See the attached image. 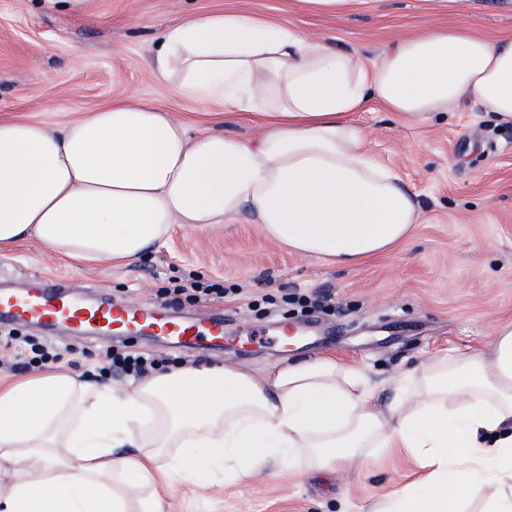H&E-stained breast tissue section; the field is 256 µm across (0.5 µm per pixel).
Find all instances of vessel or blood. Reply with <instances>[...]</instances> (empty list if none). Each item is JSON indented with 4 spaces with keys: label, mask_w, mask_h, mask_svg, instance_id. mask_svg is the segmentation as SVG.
<instances>
[{
    "label": "vessel or blood",
    "mask_w": 512,
    "mask_h": 512,
    "mask_svg": "<svg viewBox=\"0 0 512 512\" xmlns=\"http://www.w3.org/2000/svg\"><path fill=\"white\" fill-rule=\"evenodd\" d=\"M0 323H25L48 332L62 326L101 342L150 335L188 351L194 350L201 338L224 337L223 315L186 319L147 303L91 299L53 276L28 279L0 291Z\"/></svg>",
    "instance_id": "b4317fda"
}]
</instances>
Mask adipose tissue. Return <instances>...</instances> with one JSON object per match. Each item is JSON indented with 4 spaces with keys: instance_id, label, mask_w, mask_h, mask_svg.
Returning a JSON list of instances; mask_svg holds the SVG:
<instances>
[{
    "instance_id": "ef3b65f1",
    "label": "adipose tissue",
    "mask_w": 512,
    "mask_h": 512,
    "mask_svg": "<svg viewBox=\"0 0 512 512\" xmlns=\"http://www.w3.org/2000/svg\"><path fill=\"white\" fill-rule=\"evenodd\" d=\"M152 72L181 96L251 113V141L190 134L169 112L112 101L63 127L0 121V250L24 236L88 263L135 260L172 225L249 214L293 252L349 266L406 240L423 210L365 150L369 99L422 124L474 98L512 123V37L434 27L382 62L254 14L169 27ZM363 370L331 358L255 377L181 365L115 388L46 372L0 385V512H163L159 479L196 487L212 461L232 478L284 460L332 474L398 449L423 471L377 512H512V331L490 351L432 356L375 409Z\"/></svg>"
}]
</instances>
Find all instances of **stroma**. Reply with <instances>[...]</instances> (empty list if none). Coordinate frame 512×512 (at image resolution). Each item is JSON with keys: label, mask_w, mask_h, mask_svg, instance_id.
Masks as SVG:
<instances>
[{"label": "stroma", "mask_w": 512, "mask_h": 512, "mask_svg": "<svg viewBox=\"0 0 512 512\" xmlns=\"http://www.w3.org/2000/svg\"><path fill=\"white\" fill-rule=\"evenodd\" d=\"M218 12H248L292 24L342 48L381 59L393 41L427 27L470 24L496 39L512 34V0H345L326 10L310 0H0V121L61 127L109 105L143 101L168 110L192 132L243 140L261 128L249 113L180 96L152 78L160 38L174 24ZM356 123L365 147L418 194L424 221L391 253L358 266L300 256L267 240L248 217L199 230L175 225L166 243L122 267L75 265L26 237L0 251V284L46 274L112 298L153 301L159 289L192 275L228 287L224 300L181 302L172 314L224 311L221 348L188 352L155 339L133 348L186 364L234 361L261 374L291 359L330 357L363 369L385 405L401 372L431 355L487 349L512 330V124L480 107L440 113L417 125L369 100ZM324 293L305 309L266 305V296ZM309 328L282 349L283 324ZM61 372L100 371V345L86 336L59 339ZM418 468L395 452L336 475L294 474L287 464L206 490L175 486L167 512H372L414 479Z\"/></svg>", "instance_id": "stroma-1"}]
</instances>
